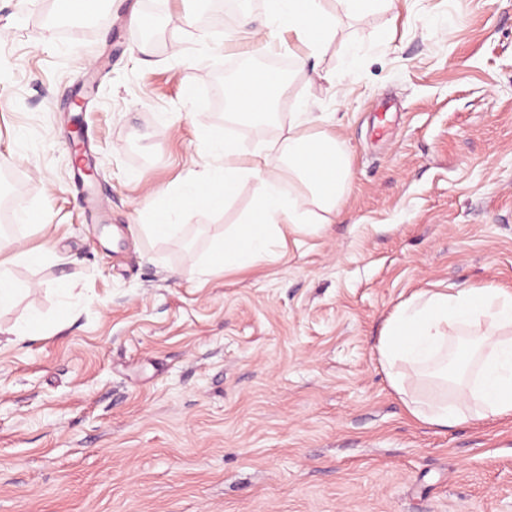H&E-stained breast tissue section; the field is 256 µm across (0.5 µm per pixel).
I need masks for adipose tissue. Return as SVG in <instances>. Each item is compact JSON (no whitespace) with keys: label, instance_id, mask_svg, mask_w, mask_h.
<instances>
[{"label":"adipose tissue","instance_id":"obj_1","mask_svg":"<svg viewBox=\"0 0 512 512\" xmlns=\"http://www.w3.org/2000/svg\"><path fill=\"white\" fill-rule=\"evenodd\" d=\"M270 19L302 45L296 66L320 53L340 22L323 0H270ZM288 92L286 82L246 70L225 85L237 115L250 117ZM306 113H294L280 140L258 150L227 133L207 131L198 153L201 177L167 194L165 220L146 225L163 239L178 237L188 208L201 200L229 199L249 183L259 194L242 220L224 231L204 273L241 269L281 258L288 233L332 223L350 186L344 144L335 133H308ZM46 251L23 247L0 233V310L16 300L17 265H38ZM453 336L471 345H450ZM392 387L409 412L426 423L450 427L471 419L512 415V294L494 288H460L413 294L388 320L380 339Z\"/></svg>","mask_w":512,"mask_h":512}]
</instances>
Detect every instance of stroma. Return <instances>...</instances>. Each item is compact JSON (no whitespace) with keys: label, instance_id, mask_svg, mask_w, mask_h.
Masks as SVG:
<instances>
[{"label":"stroma","instance_id":"1","mask_svg":"<svg viewBox=\"0 0 512 512\" xmlns=\"http://www.w3.org/2000/svg\"><path fill=\"white\" fill-rule=\"evenodd\" d=\"M268 0H0V203L47 260L15 269L0 337V512H512V416L425 424L389 382L392 312L434 288L512 291V0H396L344 19L271 120L216 110L255 59L225 36ZM305 102L343 140L334 223L279 261L199 275L258 193L190 209L163 190L202 170L218 128L253 147ZM171 113L174 124L160 116ZM95 178H74V125ZM67 283L69 301L57 288ZM50 330V325L42 320L37 314H32L22 321L13 324L8 333L12 338L10 341L21 343L26 340L35 338L36 336H43Z\"/></svg>","mask_w":512,"mask_h":512}]
</instances>
